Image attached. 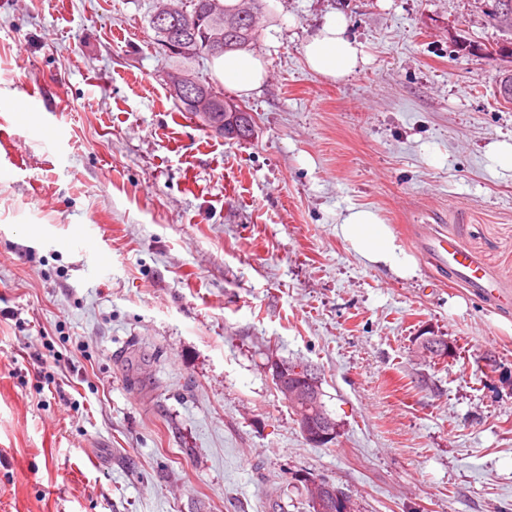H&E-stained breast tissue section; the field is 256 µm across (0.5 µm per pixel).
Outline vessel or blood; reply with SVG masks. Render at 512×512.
Here are the masks:
<instances>
[{
	"mask_svg": "<svg viewBox=\"0 0 512 512\" xmlns=\"http://www.w3.org/2000/svg\"><path fill=\"white\" fill-rule=\"evenodd\" d=\"M426 257L432 264L462 280L473 295L499 298L500 289L483 271L480 260L472 253L458 249L451 241L432 238Z\"/></svg>",
	"mask_w": 512,
	"mask_h": 512,
	"instance_id": "b4317fda",
	"label": "vessel or blood"
}]
</instances>
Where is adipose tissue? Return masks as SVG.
Listing matches in <instances>:
<instances>
[{
	"mask_svg": "<svg viewBox=\"0 0 512 512\" xmlns=\"http://www.w3.org/2000/svg\"><path fill=\"white\" fill-rule=\"evenodd\" d=\"M350 21L341 13L329 14L321 27L303 45L307 68L331 81L355 75L367 64L362 43L349 34ZM212 70L225 88L247 95L258 90L267 78L263 58L246 51L228 52L214 58ZM336 233L363 261L408 279L416 274V262L404 253L394 233L378 212L366 207H349Z\"/></svg>",
	"mask_w": 512,
	"mask_h": 512,
	"instance_id": "obj_1",
	"label": "adipose tissue"
}]
</instances>
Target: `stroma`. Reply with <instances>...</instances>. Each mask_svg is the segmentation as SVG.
<instances>
[{
    "mask_svg": "<svg viewBox=\"0 0 512 512\" xmlns=\"http://www.w3.org/2000/svg\"><path fill=\"white\" fill-rule=\"evenodd\" d=\"M155 5L0 0V512H309L308 476L359 512H512V307L422 254L446 235L512 292V63L459 46L499 37L480 0H264L241 142L176 112ZM336 10L369 55L340 83L302 57ZM351 206L414 278L337 236ZM282 361L316 369L334 443ZM336 234L350 246L363 261L408 279L416 274V262L397 244L394 233L378 212L366 207H349ZM417 352L428 361L440 364L451 358L454 343L445 336H421ZM282 364H288V367H290L292 365L302 363ZM274 378L286 391L288 397L279 388L278 384L274 381ZM274 378L273 381L276 388L282 394L284 400L288 402L290 407H300L303 409V405H296L289 398L297 402H314L316 405H319L321 392L320 380L312 368H309L308 366H292L287 368V366L284 367L280 365V367L274 371ZM322 396L323 393H321V405H319V407L325 415L320 414V412L318 416L308 413L298 415L301 432L308 440L309 444L315 447H324V445H321L322 442H325L337 435L336 426L333 424V419L325 408Z\"/></svg>",
    "mask_w": 512,
    "mask_h": 512,
    "instance_id": "obj_1",
    "label": "stroma"
}]
</instances>
